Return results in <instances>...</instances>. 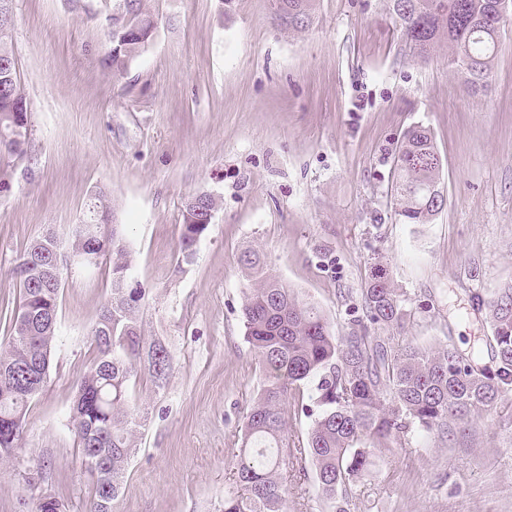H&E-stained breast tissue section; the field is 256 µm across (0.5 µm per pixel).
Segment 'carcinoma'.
Here are the masks:
<instances>
[{"label": "carcinoma", "mask_w": 512, "mask_h": 512, "mask_svg": "<svg viewBox=\"0 0 512 512\" xmlns=\"http://www.w3.org/2000/svg\"><path fill=\"white\" fill-rule=\"evenodd\" d=\"M286 19L281 24L304 30L312 22L316 0H280ZM396 27L419 59L448 43V68L459 75L471 93L487 88L500 47V29L489 24L495 0H390ZM131 20L142 23L129 49L109 54L105 64L123 73L128 62L144 51L154 21L144 0H132ZM15 90L0 85V157L23 151L27 135L12 138ZM441 160L428 128L418 125L403 136L395 156L394 198L405 224H429L441 212L446 197ZM71 243L75 257L97 251L112 263V293L91 336L95 357L72 406L79 450L91 479L86 512H112L126 491L125 474L136 451L141 417L129 405V393L141 362L156 382L172 369L170 351L160 342L144 346L138 312L144 293L130 285L131 250L117 233L105 237L100 226L109 223L111 195L94 192ZM206 230L203 224H182L181 252L189 257ZM41 237L16 258L13 269L19 304L9 336L0 346V367L14 368L12 390L0 387V458L17 449L29 403L46 382L57 325L62 279L55 281L31 269ZM255 286L246 289L241 307L245 338L255 350L265 381L249 405L241 427L242 444L236 462L241 494L224 496L223 512H286L288 489L281 471L288 457L310 458L321 495L345 512L341 493L370 474L372 444L395 439L413 428L445 431L468 422L475 414H493L503 395L512 390V285L499 289L487 310L494 342V366L478 363L451 345L434 351L406 345L390 346L389 339L368 333L367 326L336 335L314 306L301 301L264 267L256 251L245 256ZM370 323L399 327L407 316L400 289L383 268H376L361 290ZM315 380L319 408L306 446L289 447L284 422L288 399Z\"/></svg>", "instance_id": "cac0c4a2"}]
</instances>
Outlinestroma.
Here are the masks:
<instances>
[{"label": "stroma", "mask_w": 512, "mask_h": 512, "mask_svg": "<svg viewBox=\"0 0 512 512\" xmlns=\"http://www.w3.org/2000/svg\"><path fill=\"white\" fill-rule=\"evenodd\" d=\"M117 0H13L11 47L29 113L24 154L0 159V343L19 299L16 257L53 232L69 248L95 190L144 289L146 340L174 357L164 387H133L144 421L115 512H222L236 489L240 427L263 381L240 308L245 251L313 304L336 335L374 263L405 299L393 344H442L492 362L486 302L512 285V14L485 91L466 92L448 45L413 54L389 0H317L289 30L273 0H148L157 29L124 74L104 60ZM423 125L442 160L446 205L402 223L393 196L403 134ZM218 206L191 258L188 198ZM112 267L65 266L47 382L13 457L0 512H33L45 492L85 512L88 476L71 406ZM347 512H512V392L497 413L447 434L413 430L379 447ZM288 512H330L304 459L284 473Z\"/></svg>", "instance_id": "35a3bbf8"}]
</instances>
